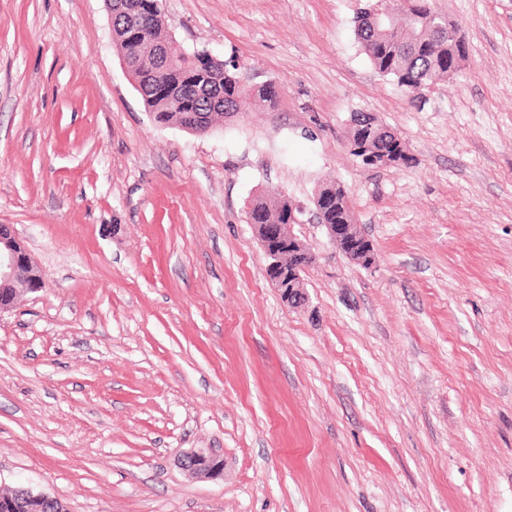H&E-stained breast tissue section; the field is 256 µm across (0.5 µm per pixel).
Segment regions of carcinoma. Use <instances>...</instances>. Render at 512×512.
Here are the masks:
<instances>
[{"instance_id": "carcinoma-1", "label": "carcinoma", "mask_w": 512, "mask_h": 512, "mask_svg": "<svg viewBox=\"0 0 512 512\" xmlns=\"http://www.w3.org/2000/svg\"><path fill=\"white\" fill-rule=\"evenodd\" d=\"M428 13L425 0H367L354 20L355 34L371 65L415 97L448 79V33L424 20ZM136 24L142 34L132 50V24L123 12L112 8L113 43L120 53L126 54L134 88L155 122L180 126L184 112L192 108L212 113V122L216 124L248 106H276L280 95L278 82L255 83L238 71L236 63L230 62L220 80L224 104L219 110L213 108L206 80L210 53L172 51L162 11L153 3L139 13ZM320 191L337 195L338 203L330 204L329 210L320 214L319 223L334 224L341 216L354 221L348 196L340 183L331 182ZM287 201L284 194L255 197L246 213L248 223H281Z\"/></svg>"}]
</instances>
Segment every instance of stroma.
<instances>
[{
  "mask_svg": "<svg viewBox=\"0 0 512 512\" xmlns=\"http://www.w3.org/2000/svg\"><path fill=\"white\" fill-rule=\"evenodd\" d=\"M467 56L412 99L363 0H161L172 44L281 85L207 135L156 123L105 0H0V224L44 285L0 314V492L67 512H512V0H428ZM413 162L363 165L352 113ZM346 189L375 262L313 218ZM314 256L288 306L246 221ZM224 458L220 478L178 460ZM179 465L202 478L218 477L224 470V460L210 448L190 449L181 456ZM20 494L16 499L9 498L8 501L12 503L15 512H26L25 506L27 502L31 500H43L37 503V506L32 509V512H61L64 506L56 498L50 499L52 496L46 492H33L30 488L20 487L18 488ZM49 499V500H47Z\"/></svg>",
  "mask_w": 512,
  "mask_h": 512,
  "instance_id": "stroma-1",
  "label": "stroma"
}]
</instances>
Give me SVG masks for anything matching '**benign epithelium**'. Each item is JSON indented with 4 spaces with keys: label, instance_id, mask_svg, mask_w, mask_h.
<instances>
[{
    "label": "benign epithelium",
    "instance_id": "1",
    "mask_svg": "<svg viewBox=\"0 0 512 512\" xmlns=\"http://www.w3.org/2000/svg\"><path fill=\"white\" fill-rule=\"evenodd\" d=\"M351 124L359 132L357 143L350 149L364 154L376 167H392L397 158L382 148L379 132L374 129L373 114L356 112L351 116ZM184 129L205 135L214 130L206 118L196 112L184 116ZM298 221L296 208L288 204L287 224H255L264 254L269 259L267 265L270 280L278 289L284 302L292 307L305 303L301 273L313 262V256L305 245L291 231ZM327 233L333 243L342 246L343 253L354 263L369 267L373 264V246L356 224H327ZM23 280L26 290L36 291L43 287V275L34 263L23 244L8 224H0V314L9 311L20 294L15 284ZM179 465L189 473L202 478L220 476L224 460L210 448H193L185 452ZM46 492L35 493L27 487L19 488V495L9 499L15 512H26L25 505L31 500L49 499Z\"/></svg>",
    "mask_w": 512,
    "mask_h": 512
}]
</instances>
